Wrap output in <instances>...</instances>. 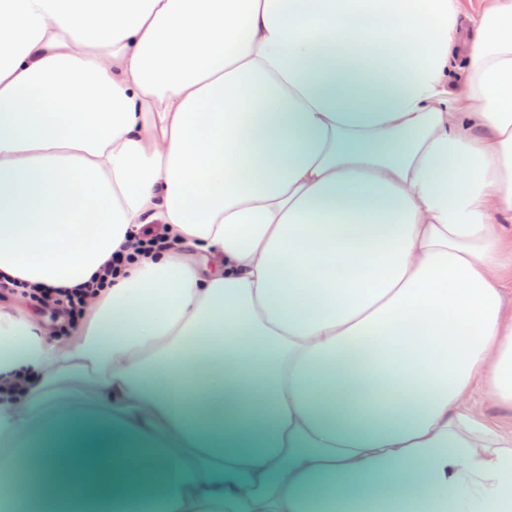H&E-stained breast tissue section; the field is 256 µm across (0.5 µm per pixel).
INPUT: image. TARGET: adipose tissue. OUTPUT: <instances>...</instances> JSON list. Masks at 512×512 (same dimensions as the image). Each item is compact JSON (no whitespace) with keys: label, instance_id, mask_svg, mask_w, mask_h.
I'll return each mask as SVG.
<instances>
[{"label":"adipose tissue","instance_id":"adipose-tissue-1","mask_svg":"<svg viewBox=\"0 0 512 512\" xmlns=\"http://www.w3.org/2000/svg\"><path fill=\"white\" fill-rule=\"evenodd\" d=\"M7 279L0 474L32 407L109 412L45 512H302L299 469L338 477L303 512H512V0H0ZM60 290L58 288H43L40 290V295H32V300L36 301V309H54L60 313L68 314V324L72 325L78 318L82 317L84 313V307L82 297L77 296L76 305L73 302L72 294L66 292V297L68 298V303L60 309L59 306L62 303L60 298H53V293H58ZM173 427L195 447L269 448L274 433L265 427L239 426L222 416L177 417ZM231 445V446H228Z\"/></svg>","mask_w":512,"mask_h":512}]
</instances>
